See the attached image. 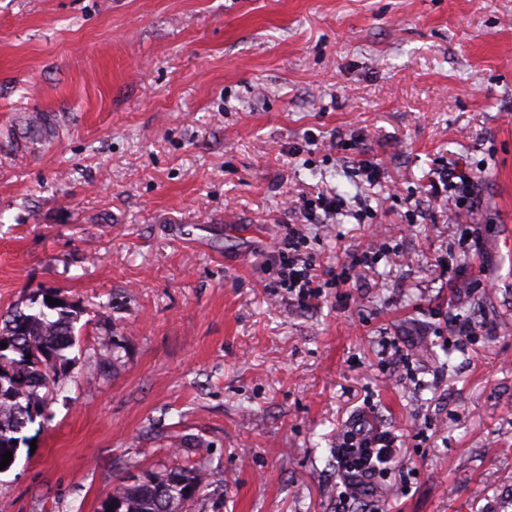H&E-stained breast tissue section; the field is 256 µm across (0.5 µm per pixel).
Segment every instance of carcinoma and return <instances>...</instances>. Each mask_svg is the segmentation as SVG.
<instances>
[{"instance_id": "carcinoma-1", "label": "carcinoma", "mask_w": 512, "mask_h": 512, "mask_svg": "<svg viewBox=\"0 0 512 512\" xmlns=\"http://www.w3.org/2000/svg\"><path fill=\"white\" fill-rule=\"evenodd\" d=\"M75 317L67 305L44 301L33 313L14 310L0 321V456L17 452L19 437L43 414L49 390L58 382L63 351L73 345ZM205 486L200 465L174 467L137 481L122 479L101 504V512H184Z\"/></svg>"}]
</instances>
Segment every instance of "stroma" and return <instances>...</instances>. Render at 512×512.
<instances>
[{"mask_svg": "<svg viewBox=\"0 0 512 512\" xmlns=\"http://www.w3.org/2000/svg\"><path fill=\"white\" fill-rule=\"evenodd\" d=\"M53 291L75 342L0 512L198 462L185 512H340L360 419L397 454L349 512H512V0H0V316ZM455 179H458L455 181ZM440 181H438L437 185L431 186L434 188L435 193L442 192L443 188L447 186L454 188L459 194V202L456 204L458 207V212L463 214L466 218H469L474 210V186H475V177L468 176L467 174L457 171L455 169H448L443 176L441 177V183L443 188L440 186ZM344 207V202L336 198L335 196H323L319 197V203L314 204L313 206L307 205L300 211L302 215L303 222L306 224H319L318 219L320 214L317 210H322L324 213H332L342 210ZM288 240L278 252L276 260L278 288H285L301 306H312L320 297L322 286L312 272L311 258L303 250L305 235L290 225Z\"/></svg>", "mask_w": 512, "mask_h": 512, "instance_id": "obj_1", "label": "stroma"}]
</instances>
